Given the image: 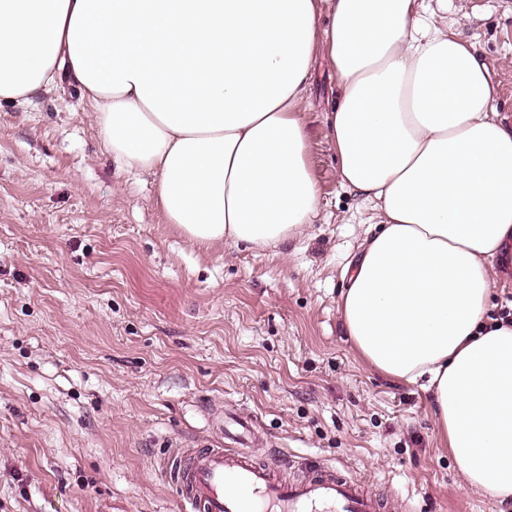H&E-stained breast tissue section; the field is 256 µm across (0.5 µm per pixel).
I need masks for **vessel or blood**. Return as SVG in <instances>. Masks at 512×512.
<instances>
[{"mask_svg":"<svg viewBox=\"0 0 512 512\" xmlns=\"http://www.w3.org/2000/svg\"><path fill=\"white\" fill-rule=\"evenodd\" d=\"M248 424L225 448H187L160 457L158 468L190 512H385L387 504L332 468L286 479L253 462L243 444Z\"/></svg>","mask_w":512,"mask_h":512,"instance_id":"vessel-or-blood-1","label":"vessel or blood"}]
</instances>
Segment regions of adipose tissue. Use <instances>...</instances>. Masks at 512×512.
Here are the masks:
<instances>
[{"label": "adipose tissue", "mask_w": 512, "mask_h": 512, "mask_svg": "<svg viewBox=\"0 0 512 512\" xmlns=\"http://www.w3.org/2000/svg\"><path fill=\"white\" fill-rule=\"evenodd\" d=\"M320 63L339 182L380 225L347 265L344 331L430 393L468 484L510 500L512 324L486 312L512 280V124L469 38L421 0H0V102L79 89L193 244L266 248L314 223Z\"/></svg>", "instance_id": "1"}]
</instances>
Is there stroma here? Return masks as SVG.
Segmentation results:
<instances>
[{"instance_id": "obj_1", "label": "stroma", "mask_w": 512, "mask_h": 512, "mask_svg": "<svg viewBox=\"0 0 512 512\" xmlns=\"http://www.w3.org/2000/svg\"><path fill=\"white\" fill-rule=\"evenodd\" d=\"M512 119V0H452ZM306 99L321 213L263 250L205 248L164 223L156 180L126 172L85 99L61 87L0 104V512H180L163 453L216 448L213 407L254 420L256 460L335 467L393 512H512L465 482L418 385L344 336L345 266L372 204L345 192Z\"/></svg>"}]
</instances>
